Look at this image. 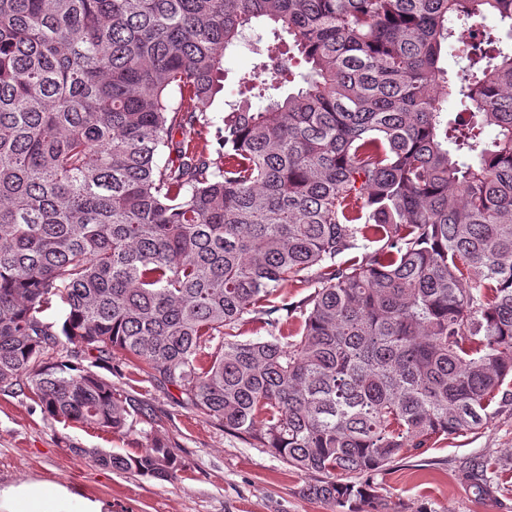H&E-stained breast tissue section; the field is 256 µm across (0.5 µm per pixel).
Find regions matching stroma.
Listing matches in <instances>:
<instances>
[{
	"instance_id": "35a3bbf8",
	"label": "stroma",
	"mask_w": 512,
	"mask_h": 512,
	"mask_svg": "<svg viewBox=\"0 0 512 512\" xmlns=\"http://www.w3.org/2000/svg\"><path fill=\"white\" fill-rule=\"evenodd\" d=\"M283 48L270 26L256 25L225 53L224 89L208 110L211 127L202 132L210 152L219 149L216 129L225 103L238 99L242 77L260 53ZM100 373L148 405L150 421L128 433L64 424L47 419L25 394L0 392L1 483L27 477L65 483L106 502L109 512H334L333 505L302 494L307 475L182 404L175 388L132 373L121 353H113L111 367ZM149 431L176 447L184 463L177 480L119 473L72 453L77 447L135 455ZM481 465L494 471L488 495L477 494L468 478ZM366 482L376 503L363 505V512H512V409H500L477 430L404 452Z\"/></svg>"
}]
</instances>
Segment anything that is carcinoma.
I'll return each instance as SVG.
<instances>
[{"mask_svg":"<svg viewBox=\"0 0 512 512\" xmlns=\"http://www.w3.org/2000/svg\"><path fill=\"white\" fill-rule=\"evenodd\" d=\"M488 13L512 30V0H0V392L127 432L147 406L94 371L123 351L336 512L512 406V53L486 32L456 80L441 66L452 19ZM262 21L307 71L243 77L302 85L227 103L216 161L196 135ZM361 239L380 247L336 263ZM309 274L299 308L270 304ZM256 312L270 338L234 339ZM144 439L74 452L176 479L170 440Z\"/></svg>","mask_w":512,"mask_h":512,"instance_id":"obj_1","label":"carcinoma"}]
</instances>
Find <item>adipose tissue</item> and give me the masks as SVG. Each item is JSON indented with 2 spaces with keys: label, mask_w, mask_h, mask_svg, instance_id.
<instances>
[{
  "label": "adipose tissue",
  "mask_w": 512,
  "mask_h": 512,
  "mask_svg": "<svg viewBox=\"0 0 512 512\" xmlns=\"http://www.w3.org/2000/svg\"><path fill=\"white\" fill-rule=\"evenodd\" d=\"M0 512H107L103 501L38 479L0 483Z\"/></svg>",
  "instance_id": "1"
}]
</instances>
